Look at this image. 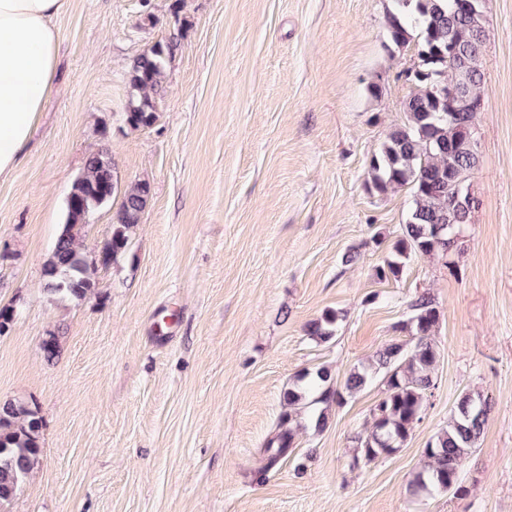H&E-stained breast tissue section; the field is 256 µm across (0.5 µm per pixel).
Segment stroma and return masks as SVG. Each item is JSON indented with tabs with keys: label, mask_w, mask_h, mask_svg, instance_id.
<instances>
[{
	"label": "stroma",
	"mask_w": 512,
	"mask_h": 512,
	"mask_svg": "<svg viewBox=\"0 0 512 512\" xmlns=\"http://www.w3.org/2000/svg\"><path fill=\"white\" fill-rule=\"evenodd\" d=\"M391 0H65L57 86L19 166L0 177V402L36 409L43 455L4 512H512V0H486L485 109L456 270L412 259L379 281L411 206L370 191L371 155L404 118L415 49L387 47ZM179 34L151 126L124 121L135 57ZM379 84L371 93L370 84ZM152 196L93 295L45 289L44 267L87 154ZM120 196L85 229L97 260ZM359 262L346 265L349 249ZM439 309L437 387L399 452L354 438L373 384L298 430L266 468L283 394L330 369L343 383L402 338L415 294ZM337 312L335 337L307 325ZM57 336L46 360L43 339ZM492 400L462 464L464 496L408 490L462 391Z\"/></svg>",
	"instance_id": "obj_1"
}]
</instances>
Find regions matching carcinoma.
Segmentation results:
<instances>
[{
    "label": "carcinoma",
    "instance_id": "obj_1",
    "mask_svg": "<svg viewBox=\"0 0 512 512\" xmlns=\"http://www.w3.org/2000/svg\"><path fill=\"white\" fill-rule=\"evenodd\" d=\"M387 11V39L396 47L413 44L417 62L408 82L404 102L405 120L387 134L369 160L371 189L385 194L406 188L412 197L405 224L392 244V257L377 267L380 281L401 278L414 255H434L454 269L453 257L462 253L456 228L471 223L476 204L451 205L463 191V178L472 174L479 153L465 145L475 131L476 114L484 102L482 56L486 43L485 0H473L477 10L464 0H393ZM173 35L138 55L128 72L129 98L125 123L133 130L151 126L157 118L156 100L162 91L166 68L177 46ZM468 85V103L448 107L437 85L460 80ZM118 191L111 153L99 149L88 154L67 199L66 220L44 268L51 291L62 298L84 300L94 292L95 262L82 249L81 234L88 217L108 203ZM151 197V186L138 181L127 187L115 214L112 237L99 255L106 265L128 246V232L141 223ZM411 316L401 330L410 340H395L366 365L353 368L343 385L331 384V373L322 367L298 378L283 395L282 429L264 448L273 467L293 448L301 419L308 414L315 426L326 425L327 409L341 404L345 396L364 390L381 377L383 398L372 410L370 429L354 437L357 457L373 462L404 446L423 420L436 381L433 377L438 350L432 336L439 321L434 299L421 293L410 304ZM338 314L327 313L307 327V335L327 343L336 332ZM491 412V399L477 391H464L457 398L447 428L435 434L423 448L425 462L410 481L413 494L428 497L436 492L464 493L461 464L481 438ZM40 419L26 404H0V507L12 502L18 490L37 469L43 453Z\"/></svg>",
    "mask_w": 512,
    "mask_h": 512
}]
</instances>
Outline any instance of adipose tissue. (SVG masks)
<instances>
[{
	"mask_svg": "<svg viewBox=\"0 0 512 512\" xmlns=\"http://www.w3.org/2000/svg\"><path fill=\"white\" fill-rule=\"evenodd\" d=\"M64 0H0V175L17 165L53 90L59 45L50 24Z\"/></svg>",
	"mask_w": 512,
	"mask_h": 512,
	"instance_id": "obj_1",
	"label": "adipose tissue"
}]
</instances>
